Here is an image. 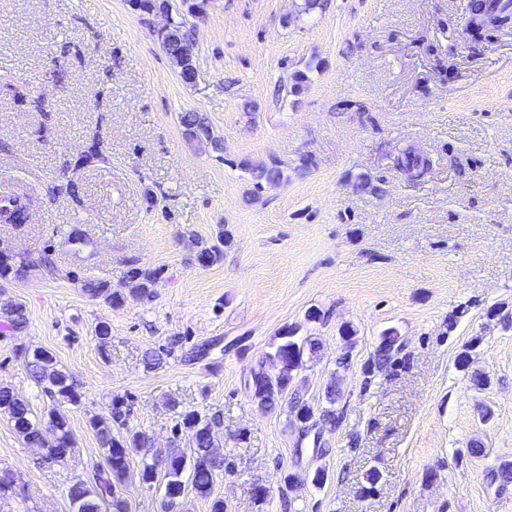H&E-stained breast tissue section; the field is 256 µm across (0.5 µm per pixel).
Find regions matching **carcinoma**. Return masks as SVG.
<instances>
[{"label":"carcinoma","mask_w":512,"mask_h":512,"mask_svg":"<svg viewBox=\"0 0 512 512\" xmlns=\"http://www.w3.org/2000/svg\"><path fill=\"white\" fill-rule=\"evenodd\" d=\"M204 2L182 0L181 12L174 15L171 29L166 34L165 48L172 51L181 43L194 39L189 16L193 10L203 7ZM470 11L475 21L482 18L508 21L512 19V0H471ZM180 123L188 138L214 141L209 124L199 113H183ZM104 160L101 141L94 136L80 153L74 168L85 169ZM399 165L419 177L428 170L430 160L409 152L400 159ZM251 173L259 183L277 182L283 177L281 163L276 160L252 168ZM0 213L6 215L10 224H24L29 219L27 207L12 196L0 198ZM223 245L224 233L221 232L216 243L200 246L198 261L203 265L218 262L223 257ZM33 265L34 261L28 255L0 253V282L9 284L19 279ZM159 274L157 269L133 267L126 273L125 286L131 296L147 298L151 296V288ZM84 287L92 297L111 306L124 300L122 293L112 290V284L107 280L89 281ZM3 314L13 327H24L23 304L12 303L3 309ZM318 349L319 343L315 340L299 341L294 329H284L282 341L274 352L251 370L250 386L254 401L272 411L289 399L293 413L289 423L298 422V417L306 413L310 405L299 396L289 397L294 372L303 369L305 356L315 354ZM24 359L32 377L52 400L51 406L39 417L30 404L11 388L0 386V412L8 414L13 429L25 444L47 449L46 461L61 463L73 453L75 445L63 404L75 405L81 396L69 376L57 368L55 357L49 350L39 347L26 350ZM129 414L125 398L117 396L112 399L107 414L89 418V426L100 435L108 472L98 474L93 485L81 479L70 485L68 496L72 512H129L128 503L118 494L117 486L125 482L130 462L136 455L141 456L140 483L148 487L156 484L164 487L165 509L170 510L181 503L189 489L197 497L210 501V512H224V501L212 497L216 477L224 471V453L215 438L216 417L206 418L194 410L177 412L174 430L184 429L190 434L189 448H170L165 455L152 457L143 435L127 430ZM114 428L125 430V434L114 436ZM487 479L497 490L507 489L512 485V461H505L490 470Z\"/></svg>","instance_id":"cac0c4a2"}]
</instances>
